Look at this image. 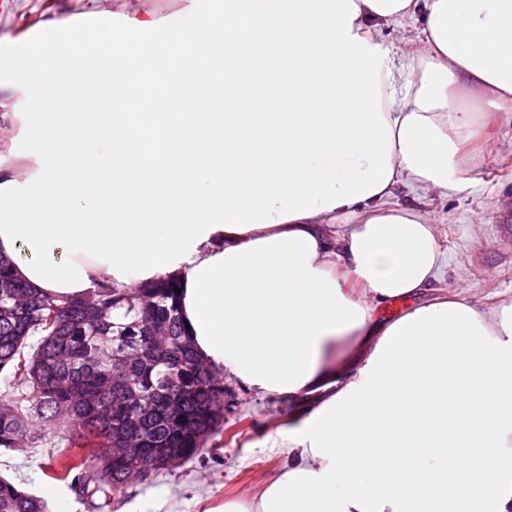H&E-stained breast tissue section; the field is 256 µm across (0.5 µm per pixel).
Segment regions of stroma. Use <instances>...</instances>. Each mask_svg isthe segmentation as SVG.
Here are the masks:
<instances>
[{
	"label": "stroma",
	"instance_id": "1",
	"mask_svg": "<svg viewBox=\"0 0 512 512\" xmlns=\"http://www.w3.org/2000/svg\"><path fill=\"white\" fill-rule=\"evenodd\" d=\"M29 6L31 13L23 21L12 0H0V71L10 76L8 93L23 110L36 102L25 70L54 59L48 43L38 40L40 12L51 8L69 16L77 8L76 0H29ZM219 6L220 0H102V17L152 15L163 20V28H172ZM493 140L497 150L470 160L469 185L425 197L400 185L390 198L391 205L419 209L433 220L448 257L445 286L463 290L471 301L489 307L512 301L511 111L499 112ZM293 411L288 401L254 394L225 379L224 429L211 439V451L126 487L127 501H144L147 512H211L226 499L254 491L281 465L266 442L293 425ZM51 465L43 448L0 449V476L36 496L43 486H53L56 496L48 502L50 512H111L107 506L92 510L67 484L51 481Z\"/></svg>",
	"mask_w": 512,
	"mask_h": 512
}]
</instances>
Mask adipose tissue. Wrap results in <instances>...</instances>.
<instances>
[{
    "label": "adipose tissue",
    "instance_id": "obj_1",
    "mask_svg": "<svg viewBox=\"0 0 512 512\" xmlns=\"http://www.w3.org/2000/svg\"><path fill=\"white\" fill-rule=\"evenodd\" d=\"M76 2L83 25L49 13L38 29L71 28L99 65L74 88L38 68L39 107L11 116L31 161L25 184L0 174L14 275L64 298L174 279L208 364L315 399L270 438L277 474L223 512H512V304L438 287L434 224L389 203L404 182L459 188L512 109V0H224L148 54L126 33L156 18L125 17L102 44L100 0ZM405 19L424 28L398 61L380 28ZM219 61V117L211 88L157 122L124 116L132 87L164 111ZM61 98L68 111L49 109Z\"/></svg>",
    "mask_w": 512,
    "mask_h": 512
}]
</instances>
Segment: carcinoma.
Listing matches in <instances>:
<instances>
[{
  "label": "carcinoma",
  "mask_w": 512,
  "mask_h": 512,
  "mask_svg": "<svg viewBox=\"0 0 512 512\" xmlns=\"http://www.w3.org/2000/svg\"><path fill=\"white\" fill-rule=\"evenodd\" d=\"M177 283L103 286L84 298L46 297L0 259V448H37L63 426L70 447L52 448L57 479L89 501L139 481L112 459V437L177 466L224 429V376L195 352ZM54 325L49 327V318ZM0 512H47L40 498L0 477Z\"/></svg>",
  "instance_id": "carcinoma-1"
}]
</instances>
